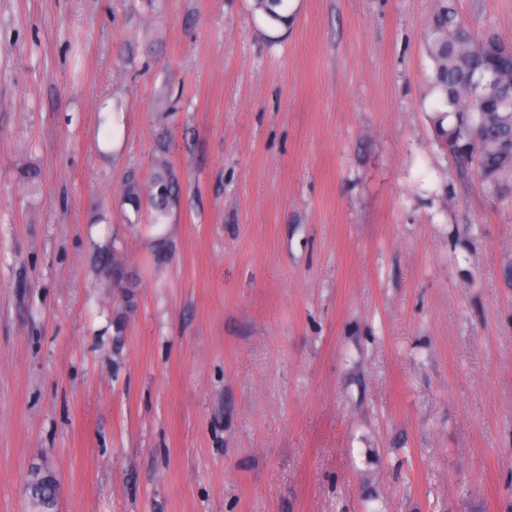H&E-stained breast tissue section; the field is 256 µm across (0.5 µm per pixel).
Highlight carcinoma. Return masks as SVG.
Returning a JSON list of instances; mask_svg holds the SVG:
<instances>
[{
  "instance_id": "carcinoma-1",
  "label": "carcinoma",
  "mask_w": 512,
  "mask_h": 512,
  "mask_svg": "<svg viewBox=\"0 0 512 512\" xmlns=\"http://www.w3.org/2000/svg\"><path fill=\"white\" fill-rule=\"evenodd\" d=\"M252 11L267 25L287 28L294 22L288 0H253ZM423 46L430 61L427 76L434 96L429 120L442 150L465 170L476 172L481 188L498 196L504 203L512 194V42L491 27L478 35L459 14L456 0H431L429 19L424 29ZM486 79L497 89L492 105L479 99L477 80ZM173 142L157 141L152 156V172L143 183L130 173L124 183L123 198L134 213L137 224L143 210L151 223L161 224L176 206L180 180L170 162ZM100 277L116 288H131L124 257L117 248L99 256ZM40 480L30 498L33 512L42 505L55 506L56 483L52 476L39 471Z\"/></svg>"
}]
</instances>
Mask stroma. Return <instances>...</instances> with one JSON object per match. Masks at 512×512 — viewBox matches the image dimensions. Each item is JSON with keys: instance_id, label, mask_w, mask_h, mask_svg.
Listing matches in <instances>:
<instances>
[{"instance_id": "obj_1", "label": "stroma", "mask_w": 512, "mask_h": 512, "mask_svg": "<svg viewBox=\"0 0 512 512\" xmlns=\"http://www.w3.org/2000/svg\"><path fill=\"white\" fill-rule=\"evenodd\" d=\"M250 3L0 0V512H512V206L436 144L430 0ZM286 2L288 0H253L252 11L259 13L268 26L288 28L295 17ZM173 142L167 138L157 141L152 156V172L146 183H141L135 172L130 173L124 183L123 198L134 213L130 224H138L142 211L147 209L151 216L150 224H163L169 211L176 206L180 180L170 162ZM96 268L99 276L111 281L113 287L134 288L126 271L123 254L115 246L99 256ZM41 479L39 486L35 489V495L32 497L30 496V501L32 503L33 511L34 512H51L55 508V501H56V483L51 475L47 474H41L40 471L34 472L33 477L31 478V481ZM30 481V482H31ZM38 501H40L42 504H45L47 506H51L50 509H44L42 506L38 504ZM41 510H48V511H41Z\"/></svg>"}]
</instances>
